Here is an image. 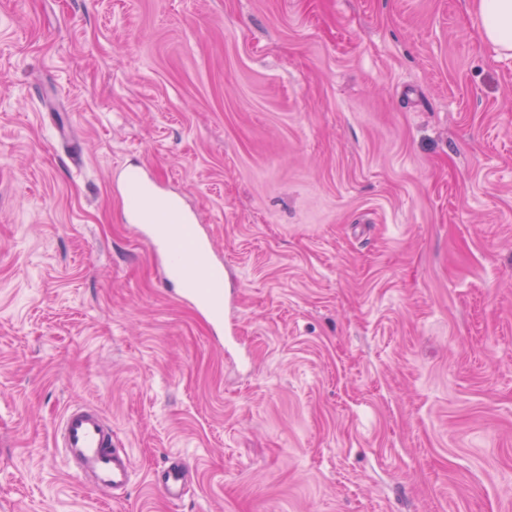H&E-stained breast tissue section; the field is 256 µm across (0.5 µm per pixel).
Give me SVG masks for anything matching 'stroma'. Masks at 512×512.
I'll return each mask as SVG.
<instances>
[{
  "label": "stroma",
  "instance_id": "stroma-1",
  "mask_svg": "<svg viewBox=\"0 0 512 512\" xmlns=\"http://www.w3.org/2000/svg\"><path fill=\"white\" fill-rule=\"evenodd\" d=\"M145 164L223 332L122 220ZM76 403L123 498L55 445ZM0 512H512V54L474 0H0ZM57 447L77 461L81 472L93 477L91 484L103 496L115 499L129 486L133 461L112 435V423L88 405L69 407L57 425ZM152 483L167 499L180 500L186 485V474L181 461L178 458H172L165 470L153 475Z\"/></svg>",
  "mask_w": 512,
  "mask_h": 512
}]
</instances>
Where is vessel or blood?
<instances>
[{
    "instance_id": "obj_1",
    "label": "vessel or blood",
    "mask_w": 512,
    "mask_h": 512,
    "mask_svg": "<svg viewBox=\"0 0 512 512\" xmlns=\"http://www.w3.org/2000/svg\"><path fill=\"white\" fill-rule=\"evenodd\" d=\"M136 204L124 216L136 225L155 253L163 255L176 284V297L191 303L211 320L214 327L224 324L226 293L223 262L217 259L210 234L198 224L193 212L181 201L158 191L144 174L125 183ZM164 208L170 219L157 223L154 208ZM57 446L69 460L78 462L82 473L92 475L93 487L101 495L118 496L129 486L133 461L112 435V424L88 405L69 407L57 429ZM152 482L169 500L184 495L186 474L179 459H171L165 470L153 475Z\"/></svg>"
}]
</instances>
